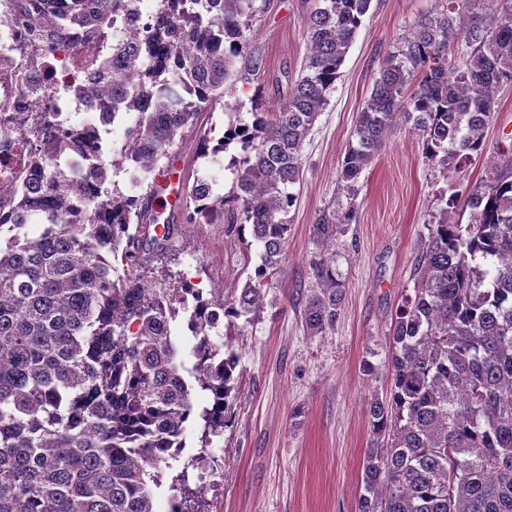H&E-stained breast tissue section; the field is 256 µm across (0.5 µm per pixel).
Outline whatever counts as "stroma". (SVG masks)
Here are the masks:
<instances>
[{
	"instance_id": "35a3bbf8",
	"label": "stroma",
	"mask_w": 512,
	"mask_h": 512,
	"mask_svg": "<svg viewBox=\"0 0 512 512\" xmlns=\"http://www.w3.org/2000/svg\"><path fill=\"white\" fill-rule=\"evenodd\" d=\"M438 0H372L370 13L350 47L329 103L303 144V178L289 218L285 258L271 279L265 307L244 327L221 325L219 332L240 356L235 422L214 438V452L227 464L218 489L205 497L212 512H355L370 428L366 400L385 394L389 336L403 295L414 288L413 260L428 234L432 214L443 208L456 174L441 176L423 155L422 141L397 132L362 172L357 221L336 242L345 288V313L323 336L307 335L302 314L314 283L311 266L319 249L312 224L336 197L338 174L365 101L387 51ZM251 34L265 70L240 82L225 106L209 114L224 127L239 105L261 92L269 107L280 95L281 73L297 78L307 54L305 0H255ZM196 133L171 150L187 171L231 188L226 167L234 153L199 156ZM512 158V88L497 96L496 112L466 182ZM166 254L153 257L140 275L163 271L193 281L204 293L241 287L259 252L247 249L222 224L170 225Z\"/></svg>"
}]
</instances>
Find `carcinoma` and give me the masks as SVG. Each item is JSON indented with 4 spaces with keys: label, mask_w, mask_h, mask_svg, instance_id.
Returning <instances> with one entry per match:
<instances>
[{
    "label": "carcinoma",
    "mask_w": 512,
    "mask_h": 512,
    "mask_svg": "<svg viewBox=\"0 0 512 512\" xmlns=\"http://www.w3.org/2000/svg\"><path fill=\"white\" fill-rule=\"evenodd\" d=\"M10 0L19 32L7 46L39 70H53L66 43L91 42L90 63L111 74L99 95L76 81L59 91L85 105L94 122L131 124L132 144L94 148L86 176L62 158L78 134L53 106L26 112L25 150L40 173L0 186V227L32 220L40 234L0 247V512H156L160 464L176 460L185 432L203 423L189 465L222 469L211 437L231 422L239 355L219 343L221 321L251 323L264 308L269 276L284 254L290 209L302 179V148L329 102L372 0H308V53L278 106L252 102L199 155L241 151L227 170L232 188L195 176L185 222L222 220L260 254L240 291L206 298L187 281L136 270L167 250L154 234L156 175L169 148L225 94L263 68L250 35L255 0ZM481 15L460 28L456 20ZM119 20L138 23L125 46ZM466 52L456 53L459 43ZM512 86V0H448L416 19L387 52L342 159L337 197L312 239L316 287L303 314L311 336L334 329L345 280L333 246L357 218L358 181L403 123L422 139L431 168L461 170L481 150L496 96ZM140 173L125 192L112 175ZM469 212L465 224L448 213ZM190 333L195 363L182 359ZM389 392L372 395L370 442L357 512H512V159L475 185L459 184L428 224L389 337ZM207 393L198 406L195 393ZM170 512H205L204 491L188 470L172 480Z\"/></svg>",
    "instance_id": "1"
}]
</instances>
